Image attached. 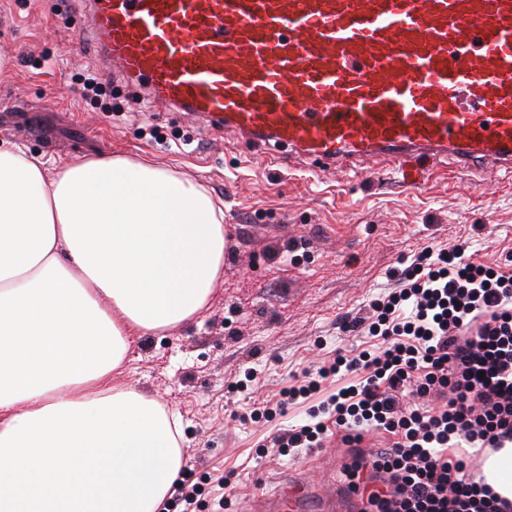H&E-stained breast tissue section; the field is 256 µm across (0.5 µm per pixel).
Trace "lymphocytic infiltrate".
Segmentation results:
<instances>
[{"instance_id": "1", "label": "lymphocytic infiltrate", "mask_w": 512, "mask_h": 512, "mask_svg": "<svg viewBox=\"0 0 512 512\" xmlns=\"http://www.w3.org/2000/svg\"><path fill=\"white\" fill-rule=\"evenodd\" d=\"M397 277L363 319L378 350L337 358L282 401L310 399L343 371L365 369V380L330 395L317 422L283 430L274 445L314 447L332 423L349 444L384 430L395 435L392 446L344 470L364 512H512L462 454L512 445V255L489 266L460 245L427 250ZM433 394L444 405L421 408Z\"/></svg>"}]
</instances>
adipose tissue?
Here are the masks:
<instances>
[{
  "label": "adipose tissue",
  "instance_id": "adipose-tissue-1",
  "mask_svg": "<svg viewBox=\"0 0 512 512\" xmlns=\"http://www.w3.org/2000/svg\"><path fill=\"white\" fill-rule=\"evenodd\" d=\"M224 248L185 173L0 141V512H161L181 418L118 378L133 340L208 310Z\"/></svg>",
  "mask_w": 512,
  "mask_h": 512
}]
</instances>
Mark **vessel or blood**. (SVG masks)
I'll list each match as a JSON object with an SVG mask.
<instances>
[{"label":"vessel or blood","instance_id":"obj_1","mask_svg":"<svg viewBox=\"0 0 512 512\" xmlns=\"http://www.w3.org/2000/svg\"><path fill=\"white\" fill-rule=\"evenodd\" d=\"M100 70L276 161L512 171V0H86ZM267 512H359L300 479Z\"/></svg>","mask_w":512,"mask_h":512}]
</instances>
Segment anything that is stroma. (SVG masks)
Listing matches in <instances>:
<instances>
[{
  "label": "stroma",
  "mask_w": 512,
  "mask_h": 512,
  "mask_svg": "<svg viewBox=\"0 0 512 512\" xmlns=\"http://www.w3.org/2000/svg\"><path fill=\"white\" fill-rule=\"evenodd\" d=\"M83 0H0V140L42 156L143 155L201 181L224 203V280L194 322L135 339L123 382L183 418L185 474L199 484V512H257V488L287 477L328 487L345 464L389 447L383 433L347 445L339 430L286 456L273 439L306 423L302 404L259 421L253 402L278 400L337 354L356 356L379 339L344 331L396 288L393 272L425 247L466 243L487 264L512 250V174L460 171L447 160L419 187L391 166L313 177L311 163L268 162V151L169 112L117 84L122 112L83 100L75 76L97 67L99 44L79 33ZM228 477V488L217 477Z\"/></svg>",
  "instance_id": "1"
}]
</instances>
